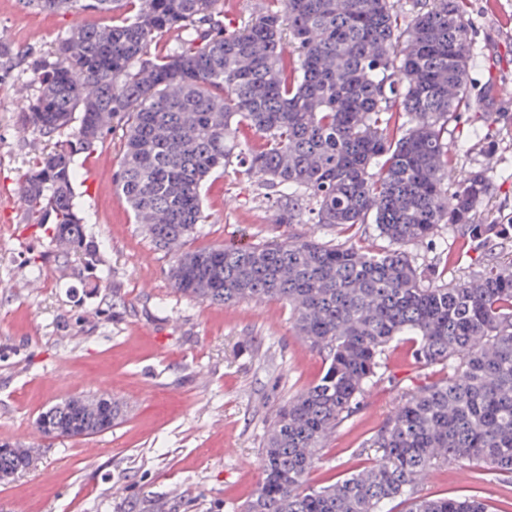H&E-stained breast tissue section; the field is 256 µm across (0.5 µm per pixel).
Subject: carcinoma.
Wrapping results in <instances>:
<instances>
[{
	"instance_id": "1",
	"label": "carcinoma",
	"mask_w": 512,
	"mask_h": 512,
	"mask_svg": "<svg viewBox=\"0 0 512 512\" xmlns=\"http://www.w3.org/2000/svg\"><path fill=\"white\" fill-rule=\"evenodd\" d=\"M45 13L126 15L75 25L34 63L24 125L56 137L24 174L20 198L38 224L75 244L97 269L75 203L76 159L117 127L116 174L135 223L157 249L203 229L201 189L236 161L272 193L276 219L350 230L372 220L391 249L294 239L214 246L181 255L174 290L224 306L277 299L325 368L276 413L261 477L243 512H486L472 498H425L433 468L467 460L512 476V265L426 284L404 246L459 228L470 247L512 239V223L480 218L491 177L473 168L448 189V123L475 106L463 0H284L224 29L223 0H22ZM181 32L179 47L152 53ZM261 141L237 140L240 127ZM412 337V357L446 374L405 394L374 432V460L322 487L307 476L325 441L384 367L388 345ZM47 415H80L60 401Z\"/></svg>"
}]
</instances>
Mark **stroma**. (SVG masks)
Returning a JSON list of instances; mask_svg holds the SVG:
<instances>
[{
    "label": "stroma",
    "mask_w": 512,
    "mask_h": 512,
    "mask_svg": "<svg viewBox=\"0 0 512 512\" xmlns=\"http://www.w3.org/2000/svg\"><path fill=\"white\" fill-rule=\"evenodd\" d=\"M473 47L468 79L475 92L508 86L493 102V121L474 133L448 128L455 174L480 166L492 177L485 210L512 218V0H464ZM27 13L42 31L27 40L14 23ZM111 14L25 12L0 0V41L14 56L0 65V441L37 449L33 468L0 483V512H239L259 480L264 434L289 397L322 374L324 362L297 336L276 299L213 306L176 293L174 252L154 248L135 224L115 183L124 141L107 134L77 159L76 203L89 237L101 244L99 270L59 249L23 207L19 186L34 157L54 141L23 125L22 101L34 93L33 62L78 24L108 25ZM493 139L494 150L484 148ZM206 221L188 249L314 238L377 254L388 243L373 224L352 231L277 224L258 180L244 168L215 172L203 190ZM457 254L445 280L466 279L512 259V242L462 251L458 229L440 225L432 241L406 248L421 276ZM401 340L386 370L354 413L328 438L308 480L325 486L367 464L365 442L409 390L441 377L421 369ZM109 396L124 405L112 429L85 439L41 438L36 420L60 400ZM431 498L474 497L488 512H512V484L462 462L442 465L418 485Z\"/></svg>",
    "instance_id": "stroma-1"
}]
</instances>
